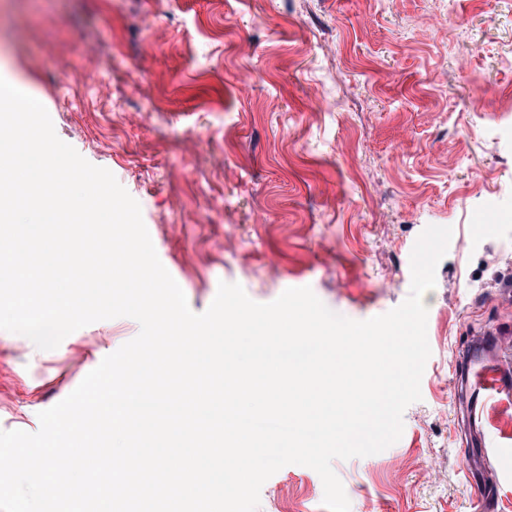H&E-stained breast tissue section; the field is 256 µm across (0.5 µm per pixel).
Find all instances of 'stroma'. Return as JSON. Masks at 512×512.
I'll return each mask as SVG.
<instances>
[{
  "mask_svg": "<svg viewBox=\"0 0 512 512\" xmlns=\"http://www.w3.org/2000/svg\"><path fill=\"white\" fill-rule=\"evenodd\" d=\"M0 75L139 203L193 312L225 281L258 303L308 286L367 320L408 297L422 231L451 228L422 399L397 443L332 466L350 512H512V386L467 405L454 357L483 343L512 379V0H0ZM491 203L495 223L472 224ZM139 331L101 320L51 351L0 331V431L36 432ZM322 499L290 464L258 512Z\"/></svg>",
  "mask_w": 512,
  "mask_h": 512,
  "instance_id": "35a3bbf8",
  "label": "stroma"
}]
</instances>
